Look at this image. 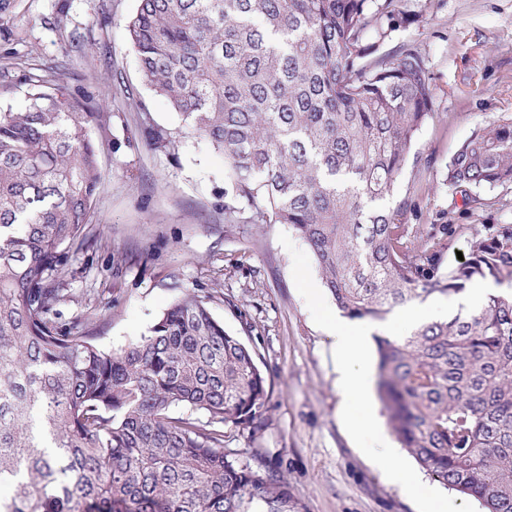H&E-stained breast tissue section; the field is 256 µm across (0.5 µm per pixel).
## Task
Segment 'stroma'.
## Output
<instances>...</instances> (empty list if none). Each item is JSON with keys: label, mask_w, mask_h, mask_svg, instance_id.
Segmentation results:
<instances>
[{"label": "stroma", "mask_w": 512, "mask_h": 512, "mask_svg": "<svg viewBox=\"0 0 512 512\" xmlns=\"http://www.w3.org/2000/svg\"><path fill=\"white\" fill-rule=\"evenodd\" d=\"M0 13V109L21 110L25 78H60L105 112L94 128L102 186L87 239L63 277V321L93 309L106 316L102 347L135 341L187 291L251 347L272 385L266 423L233 434L240 462L265 461L306 512H485L473 497L432 480L401 448L377 394H343L344 362L324 313L329 293L308 245L285 224H228L223 153L183 138L155 145L180 115L144 84L126 23L136 0H8ZM409 21L397 41L419 45L436 89V114L419 132L385 204L410 201V224H470L443 180L451 155L480 127L512 115V0H403ZM431 167H423V158ZM414 471L403 489L390 464Z\"/></svg>", "instance_id": "35a3bbf8"}]
</instances>
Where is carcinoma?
I'll list each match as a JSON object with an SVG mask.
<instances>
[{
	"instance_id": "cac0c4a2",
	"label": "carcinoma",
	"mask_w": 512,
	"mask_h": 512,
	"mask_svg": "<svg viewBox=\"0 0 512 512\" xmlns=\"http://www.w3.org/2000/svg\"><path fill=\"white\" fill-rule=\"evenodd\" d=\"M407 22L401 0H137L127 28L144 82L184 121L156 142L221 151L224 221L291 226L346 317L499 286L477 312L375 338L377 393L431 478L512 512V222L474 230L447 263L466 227L414 232L408 201L383 204L435 115L421 50L379 53ZM26 100L0 110V512H305L269 465L224 452L226 431L264 426L269 386L198 295L117 351L97 344L98 314L60 321L102 183L91 129L104 113L61 80L29 78ZM445 182L474 213L512 211L478 193L512 187V116L464 142Z\"/></svg>"
}]
</instances>
